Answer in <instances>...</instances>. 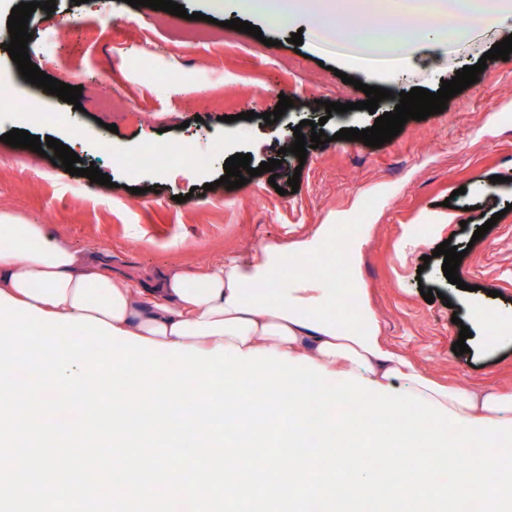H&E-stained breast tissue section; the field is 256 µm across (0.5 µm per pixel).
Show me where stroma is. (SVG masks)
Masks as SVG:
<instances>
[{"mask_svg": "<svg viewBox=\"0 0 512 512\" xmlns=\"http://www.w3.org/2000/svg\"><path fill=\"white\" fill-rule=\"evenodd\" d=\"M19 2L0 0V80L12 86V116L0 121V137L19 129L65 143L79 127L83 142L74 151L81 167H98L112 184L70 175L61 160L0 140V213L46 225L79 251H100L113 273L148 286L174 265L246 259L334 220L356 221L365 239L361 285L388 343L440 383L512 392V339H488L474 316L487 306L512 320V62L488 61L477 83L445 110L408 120L373 148L335 137L343 128L372 127L373 114L354 107L330 115L324 108L365 100L353 86L359 67L335 48L316 49L311 32L298 25L272 27L251 14L248 22L262 31L256 38L225 27L232 9L177 0L188 14L204 16L206 38L186 42V17L126 0H56L53 13L39 9L30 17L28 52L47 75L81 87L74 106L26 82L5 50L7 21ZM295 32L301 45L289 41ZM511 35L512 20L449 53H422L410 69L375 84L396 93L438 91ZM282 95L293 108L266 124L263 113ZM32 109L54 113L55 122L29 123ZM130 109L139 121L128 119ZM247 111L254 119H244ZM319 119L329 143L302 160L285 152V127ZM162 140L189 144L193 163L136 166L143 146ZM237 153L250 155L254 169L276 156L283 163L274 175L230 190L220 178ZM494 175L502 178L497 194L475 189V177ZM294 177L299 189L292 193ZM483 225L487 233L474 239ZM447 239L464 253L458 286L434 254ZM425 288L436 292L434 302L422 297ZM464 326L469 351L458 355L452 345Z\"/></svg>", "mask_w": 512, "mask_h": 512, "instance_id": "35a3bbf8", "label": "stroma"}]
</instances>
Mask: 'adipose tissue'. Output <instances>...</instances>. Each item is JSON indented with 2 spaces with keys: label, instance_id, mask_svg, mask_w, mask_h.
Returning <instances> with one entry per match:
<instances>
[{
  "label": "adipose tissue",
  "instance_id": "1",
  "mask_svg": "<svg viewBox=\"0 0 512 512\" xmlns=\"http://www.w3.org/2000/svg\"><path fill=\"white\" fill-rule=\"evenodd\" d=\"M269 20L303 22L318 33L362 46L369 57L404 69L419 51L448 49L470 37L474 27L492 28L512 19V0H213ZM374 10L377 22L361 29L349 18ZM337 225L324 224L311 236L286 247L268 245L250 259L205 268L167 269L147 288L112 274L92 254H82L48 232L0 213V376L37 356L46 365L42 391L62 387L82 395L89 371L72 353L55 350L60 333L97 336L117 347L110 371L113 393L126 397L125 408L105 410L98 421L124 425V439L144 434L165 436L175 428L212 440L210 429L181 426L169 413L151 412L130 419L127 410L143 407L153 391L149 373L170 367L169 391L185 386L214 389L221 378L237 380L225 391L229 405L224 445L262 442L268 418L244 402L240 387L267 378L295 388L300 397L320 396L331 407L356 403L364 414L355 434L369 441V452L346 481L349 502H386L396 512H447L451 503L481 494L475 480L443 485L416 478L417 467L438 463L451 471L464 445L481 452L482 469L495 472V512H512V396L468 391L436 383L405 356L389 349L366 302L358 275L363 237L350 240L341 265H327L315 276H298L296 262L321 259L336 245ZM346 287H336L337 273ZM352 307L354 319L337 316L338 305ZM430 423L418 425L419 416ZM385 419L384 428L368 425ZM329 421H282L278 446L287 453L306 447L325 450L330 474H339L342 458L334 449ZM454 430V441L445 431ZM429 446L430 459L414 464L418 448ZM397 456L396 482L382 480L374 453Z\"/></svg>",
  "mask_w": 512,
  "mask_h": 512
}]
</instances>
